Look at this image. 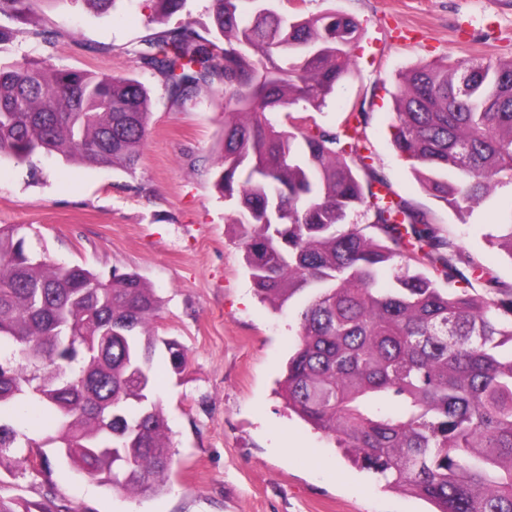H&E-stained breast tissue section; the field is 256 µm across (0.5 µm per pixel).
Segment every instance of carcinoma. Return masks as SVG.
<instances>
[{
	"mask_svg": "<svg viewBox=\"0 0 512 512\" xmlns=\"http://www.w3.org/2000/svg\"><path fill=\"white\" fill-rule=\"evenodd\" d=\"M41 2L0 0V19L28 24ZM240 2L213 0L212 39L163 30L135 54L176 101L223 81L214 186L236 200L230 221L256 290L277 309L311 291L281 384L288 409L435 512H512V288L479 262L458 269L454 244L368 163V113L338 130L267 120L321 108L351 70L358 22L265 4L245 24ZM393 98L395 149L459 217L512 185V59L419 66ZM148 116L134 78L57 68L48 55L0 64V159L131 167ZM494 229L512 258V220ZM476 285L485 293L470 294ZM158 308L136 273L104 280L55 264L0 226V462L40 446L15 420L30 401L54 420L45 443L74 469L124 493L160 490L172 453L154 357L164 346L175 372L187 357L155 333Z\"/></svg>",
	"mask_w": 512,
	"mask_h": 512,
	"instance_id": "obj_1",
	"label": "carcinoma"
}]
</instances>
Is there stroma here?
Wrapping results in <instances>:
<instances>
[{
    "instance_id": "1",
    "label": "stroma",
    "mask_w": 512,
    "mask_h": 512,
    "mask_svg": "<svg viewBox=\"0 0 512 512\" xmlns=\"http://www.w3.org/2000/svg\"><path fill=\"white\" fill-rule=\"evenodd\" d=\"M283 16L333 9L353 17L361 38L353 67L318 111L294 105L270 113L279 128L306 117L323 128L349 113L369 115L376 170L427 213L454 244V261L474 260L512 287V259L488 243L493 222L512 220V186L458 217L416 178L391 143L392 93L405 72L425 64L512 58V0H275ZM212 0H185L155 19L152 0H116L98 14L74 0H46L39 24L56 34L45 50L25 33L0 44V61L50 56L54 66L128 75L149 90L150 119L137 163L93 169L49 155L32 165L0 160V225H17L33 253L107 276L136 272L161 300L157 335L187 353L174 373L154 359V394L171 440L173 465L162 491L118 493L71 469L44 444L48 464L33 472L0 464V497L28 512H432L429 502L385 490L334 442L291 412L279 383L298 342L300 302H263L228 221L232 201L215 189L224 132L223 83L174 101L163 78L134 52L155 32L189 26L210 34Z\"/></svg>"
}]
</instances>
